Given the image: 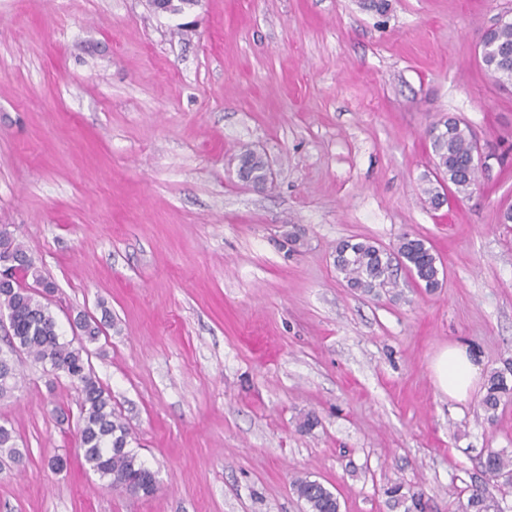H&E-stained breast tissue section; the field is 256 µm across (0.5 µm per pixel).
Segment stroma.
I'll use <instances>...</instances> for the list:
<instances>
[{"label":"stroma","instance_id":"obj_1","mask_svg":"<svg viewBox=\"0 0 512 512\" xmlns=\"http://www.w3.org/2000/svg\"><path fill=\"white\" fill-rule=\"evenodd\" d=\"M390 4L0 0V224L53 284L61 336L79 339V314L100 326L91 370L157 478L132 497L84 467L79 389L17 354L0 424L26 455L0 457V512H307L297 475L340 512H406L396 483L423 512H457L478 483L512 512L480 466L512 453V401L488 420L483 390L450 400L430 370L460 340L512 384V158L470 197L425 201L438 121L512 146V86L477 50L512 0ZM244 147L273 190L238 182ZM406 234L441 288L402 271L365 293L334 266L343 241ZM292 487L298 498L306 503L309 512H340L339 499L320 482L296 476Z\"/></svg>","mask_w":512,"mask_h":512}]
</instances>
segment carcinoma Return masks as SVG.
<instances>
[{"mask_svg": "<svg viewBox=\"0 0 512 512\" xmlns=\"http://www.w3.org/2000/svg\"><path fill=\"white\" fill-rule=\"evenodd\" d=\"M484 70L500 85H512V22L498 25L492 31V44L481 56ZM435 184L426 190L430 204L438 208L447 201L446 191L468 197L478 177L471 168L472 152L477 140L466 123L448 118L430 130ZM236 165L247 168L251 180H266L269 164L266 156L249 148L235 157ZM0 253L13 259L9 278L0 280V312L7 311L10 352L22 351L34 362L50 365L77 384L82 393L77 440L83 463L89 470L114 489L129 491L136 486L142 495L156 491L154 472L139 461L128 449L130 428L112 406L111 396L93 376L85 360L84 345L74 346L65 341L57 330L56 319L49 304L42 301L43 292H34L25 279L33 269V261L24 245L11 235L0 236ZM336 269L347 284L365 292L376 289L390 291L399 287L395 270L404 268L420 286L432 291L441 287L437 257L425 241L403 236L397 246L387 250L363 240L346 241L336 247ZM20 382L11 359L0 354V399L10 395ZM512 397L504 373L490 374L483 407L488 419L495 418L501 403ZM18 461L23 451L16 447L13 430L0 425V456ZM482 472L491 480H512V454L494 448L486 449L481 461ZM292 487L309 512H340L337 496L316 480L297 476ZM458 512H503L500 503L480 486H473L466 501L458 504Z\"/></svg>", "mask_w": 512, "mask_h": 512, "instance_id": "1", "label": "carcinoma"}]
</instances>
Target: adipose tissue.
<instances>
[{
	"label": "adipose tissue",
	"mask_w": 512,
	"mask_h": 512,
	"mask_svg": "<svg viewBox=\"0 0 512 512\" xmlns=\"http://www.w3.org/2000/svg\"><path fill=\"white\" fill-rule=\"evenodd\" d=\"M431 370L439 391L458 402L469 399L480 382L477 357L468 345L460 342L449 343L439 352Z\"/></svg>",
	"instance_id": "ef3b65f1"
}]
</instances>
